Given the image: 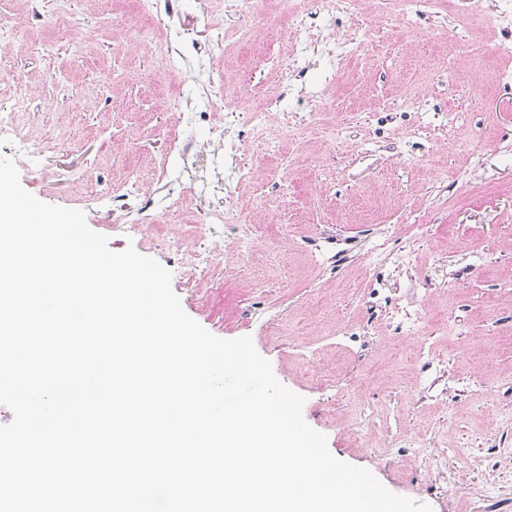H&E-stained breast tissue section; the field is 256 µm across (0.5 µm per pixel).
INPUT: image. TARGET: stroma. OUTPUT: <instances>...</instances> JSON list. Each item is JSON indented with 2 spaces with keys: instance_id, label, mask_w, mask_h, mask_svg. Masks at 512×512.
I'll return each mask as SVG.
<instances>
[{
  "instance_id": "1",
  "label": "stroma",
  "mask_w": 512,
  "mask_h": 512,
  "mask_svg": "<svg viewBox=\"0 0 512 512\" xmlns=\"http://www.w3.org/2000/svg\"><path fill=\"white\" fill-rule=\"evenodd\" d=\"M497 0H439L417 28L395 0H266L262 22L228 0H0V132L23 187L85 213L112 250L158 260L185 312L210 333L251 336L330 452L432 512H512V71ZM315 18L295 54L290 14ZM63 32H53L56 17ZM371 34L351 55L358 23ZM48 49L30 53L29 36ZM223 97L206 96L209 82ZM234 156L214 147L225 111ZM192 112L194 123H179ZM190 142L170 153L171 136ZM127 220L112 214L123 179ZM252 227L215 270L216 187ZM408 270L370 265L379 236ZM347 253L319 267L310 240ZM422 302L421 323L401 325ZM372 413L355 428L357 407Z\"/></svg>"
}]
</instances>
